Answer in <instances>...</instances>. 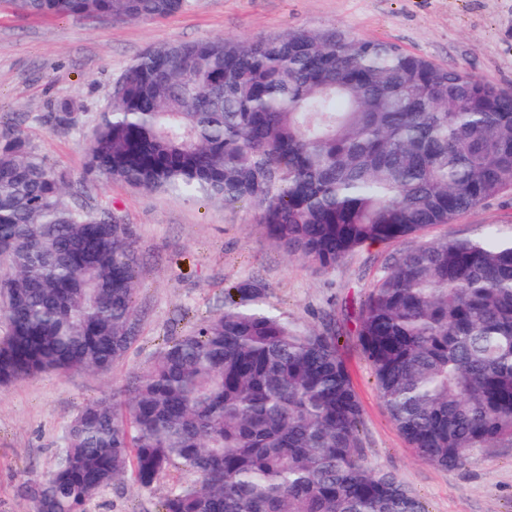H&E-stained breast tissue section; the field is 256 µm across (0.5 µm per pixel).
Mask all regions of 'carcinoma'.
<instances>
[{
	"instance_id": "1",
	"label": "carcinoma",
	"mask_w": 512,
	"mask_h": 512,
	"mask_svg": "<svg viewBox=\"0 0 512 512\" xmlns=\"http://www.w3.org/2000/svg\"><path fill=\"white\" fill-rule=\"evenodd\" d=\"M45 17H170L188 0H0ZM79 125L73 101L47 115ZM96 180L253 204L290 257L331 268L404 242L355 316L390 417L415 453L457 468L512 447V239L426 240L512 191V93L383 41L297 29L173 42L116 80L86 151ZM67 171L0 133V384L104 370L140 333L129 228L90 210ZM331 328L270 310L251 283L159 348L127 394L80 407L31 512H87L133 474L197 479L157 512H428L367 466L357 395Z\"/></svg>"
}]
</instances>
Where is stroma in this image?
Masks as SVG:
<instances>
[{
	"label": "stroma",
	"instance_id": "stroma-1",
	"mask_svg": "<svg viewBox=\"0 0 512 512\" xmlns=\"http://www.w3.org/2000/svg\"><path fill=\"white\" fill-rule=\"evenodd\" d=\"M305 28H339L397 44L446 68L467 69L512 92V0H189L162 20L41 18L0 10V125L20 133L55 167L85 188L91 207L127 224L140 257L136 304L140 337L107 371L46 374L0 385V512H27L26 479L48 471L67 423L86 402L120 392L163 340L224 306V290L242 281L265 289V302L303 326L334 318L352 330L354 314L396 244L360 247L322 269L275 247L250 204L185 199L99 182L85 172V145L116 79L149 49L216 37L252 40ZM75 101L76 129L46 122L54 105ZM512 237V192L453 223L427 228V239H473L486 227ZM341 354L362 410L365 461L395 475L429 512H512V448L480 452L465 466L441 469L420 459L391 421L356 339ZM188 473L176 470L151 489L112 485L87 512H157Z\"/></svg>",
	"mask_w": 512,
	"mask_h": 512
}]
</instances>
